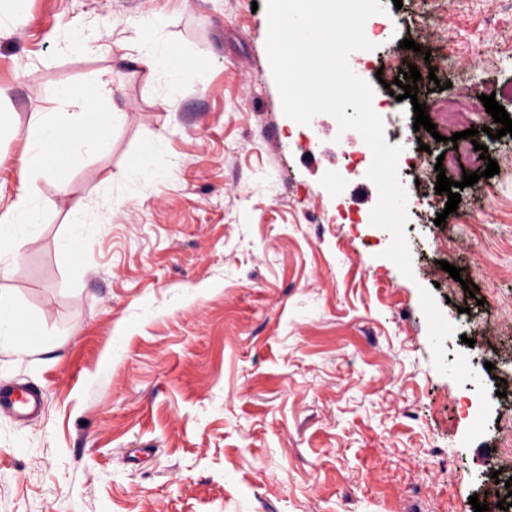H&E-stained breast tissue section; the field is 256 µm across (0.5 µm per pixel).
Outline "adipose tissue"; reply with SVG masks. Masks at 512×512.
I'll use <instances>...</instances> for the list:
<instances>
[{"mask_svg":"<svg viewBox=\"0 0 512 512\" xmlns=\"http://www.w3.org/2000/svg\"><path fill=\"white\" fill-rule=\"evenodd\" d=\"M106 88L105 82H97L95 88L71 86L64 95L74 105V112H56L46 115H34L32 122L36 133L29 142L27 157L20 172L24 187L12 200L5 212L0 213V266L16 264L27 247L33 242L30 234H17L14 225L32 223L35 202L39 196L37 183L43 173L54 176L58 187H65L67 170L63 165L47 166L46 150L56 147L60 153H71L72 148L62 137L65 124H77L81 130V140L89 146H105L108 130L112 126L111 118L102 116L98 110V101Z\"/></svg>","mask_w":512,"mask_h":512,"instance_id":"obj_1","label":"adipose tissue"}]
</instances>
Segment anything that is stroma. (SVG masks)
<instances>
[{"label": "stroma", "mask_w": 512, "mask_h": 512, "mask_svg": "<svg viewBox=\"0 0 512 512\" xmlns=\"http://www.w3.org/2000/svg\"><path fill=\"white\" fill-rule=\"evenodd\" d=\"M264 2L0 0L1 212L22 187L32 114L70 111L62 87L112 80L109 149L76 148L65 189L39 180L38 222L17 227L35 240L0 273L36 335L27 355L0 346V383L43 397L27 422L0 415V512H475L473 495L500 512L512 136L470 118L500 172L482 178L487 160L469 158L448 171L480 178L439 226L448 197L431 182L452 145L413 130L412 103L433 116L491 94L512 115V9L380 0L383 38L348 56L381 110L400 70L421 74L393 115L409 130L408 278L371 223L361 134L284 114ZM144 26L177 71L141 65ZM78 39L88 50H71Z\"/></svg>", "instance_id": "obj_1"}]
</instances>
